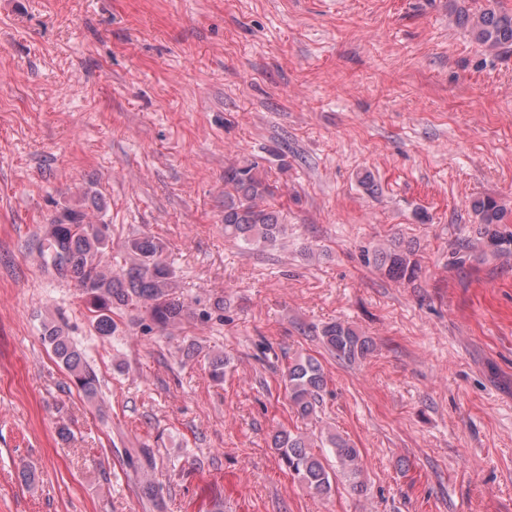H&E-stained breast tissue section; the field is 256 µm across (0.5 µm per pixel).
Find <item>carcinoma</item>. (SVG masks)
I'll return each mask as SVG.
<instances>
[{"label":"carcinoma","mask_w":512,"mask_h":512,"mask_svg":"<svg viewBox=\"0 0 512 512\" xmlns=\"http://www.w3.org/2000/svg\"><path fill=\"white\" fill-rule=\"evenodd\" d=\"M475 39L490 49L512 45V15L488 10L472 26ZM278 186L263 177L254 163L224 170V235L238 241L243 248L268 247L282 235L285 224L279 214L264 205L276 194ZM473 209L480 217L482 234L495 239L497 226L503 223L504 208L491 197L477 200ZM112 236L110 225L94 224L84 208H66L50 219L40 252L44 265L68 277L84 295L92 314V326L100 336H112L117 324L112 310L144 308L151 321L160 328L181 322L188 314L183 302L173 296L175 271L164 257L165 246L151 236H138L125 242L129 265L112 268L109 262ZM368 265L382 271L395 281H411L420 271L416 251L398 241L387 249L376 246L362 248ZM320 336L327 350L336 359L353 363L370 348L368 338L359 335L341 322L322 326ZM43 340L57 362L65 369L71 382L87 398L98 393L99 378L63 328L55 323L43 327ZM288 399L298 415L308 417L320 404L325 375L320 361L308 356L289 360L283 372ZM321 447L330 449L336 459V470L314 452V442L290 431L273 435L288 471L310 492L327 496L334 480L341 475L361 490L363 465L360 451L338 434H328ZM154 456L149 448H138L129 456L135 472L142 474L140 495L156 503L160 488L149 477Z\"/></svg>","instance_id":"obj_1"}]
</instances>
